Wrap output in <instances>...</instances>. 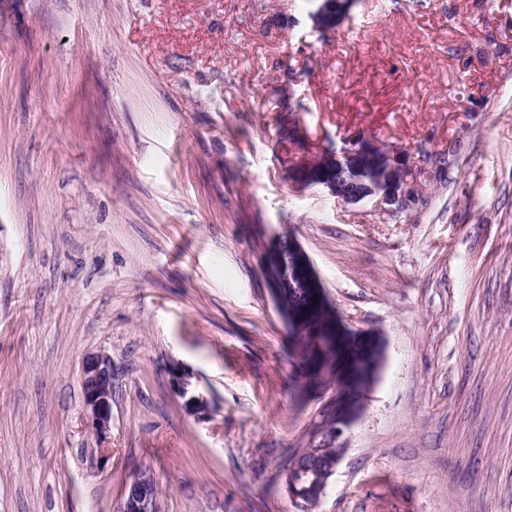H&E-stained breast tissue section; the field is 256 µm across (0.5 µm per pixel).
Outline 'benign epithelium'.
I'll return each instance as SVG.
<instances>
[{
	"instance_id": "obj_1",
	"label": "benign epithelium",
	"mask_w": 512,
	"mask_h": 512,
	"mask_svg": "<svg viewBox=\"0 0 512 512\" xmlns=\"http://www.w3.org/2000/svg\"><path fill=\"white\" fill-rule=\"evenodd\" d=\"M354 7V0H319L313 19V28L317 32H330L336 24L343 21ZM380 154L386 159L385 167L358 188H352L339 177L349 163L362 157ZM325 152L318 151L304 155L288 171V178L300 185H306L310 179L326 190L330 195L347 203H358L369 199L383 212L403 213L417 201L418 193L410 182L409 163L383 151L370 139L350 140L341 149L333 152L336 174L322 173L315 178L312 175L321 163ZM268 277L271 281L282 279L296 282L301 293L308 299L314 296L324 298L319 276L310 259L293 238L281 239L268 256ZM336 334L351 336L357 344L373 350L374 358L363 374L351 371L343 372L340 384L331 389L322 388L320 392L327 396L323 413L332 416L336 422L334 439L350 429L362 416L365 409V397L378 383L386 363L387 343L385 336L374 329L336 330ZM169 374L175 393L184 399L186 410L200 414L206 408V400L196 391L192 382L193 374L176 362L169 363ZM112 360L103 353H87L82 359L81 389L83 407L91 433L100 442L110 435L112 429ZM331 457L324 461L314 455L311 462L300 465L293 463L288 468L285 480V492L301 509H308L311 503L325 494L329 479L341 463L347 448L341 444L329 446ZM119 512H158L157 481L149 470H142L125 485Z\"/></svg>"
}]
</instances>
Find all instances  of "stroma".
<instances>
[{"label":"stroma","instance_id":"obj_1","mask_svg":"<svg viewBox=\"0 0 512 512\" xmlns=\"http://www.w3.org/2000/svg\"><path fill=\"white\" fill-rule=\"evenodd\" d=\"M358 136L411 210L289 181ZM285 234L387 342L312 512H512V0H358L324 35L306 0H0V512H117L143 469L159 512H298L323 401L288 393ZM112 360L103 353H87L82 359L83 407L91 433L100 442L112 429ZM169 374L175 393L184 399L186 410L193 414H200L206 408V400L196 391L192 382L193 374L176 362H170ZM325 448H329L331 451L330 460L323 461L322 457L316 453L314 457L310 459V464L299 465L298 461H294L300 454L310 449L302 448L300 451L293 454L282 467L283 478H285V473L288 469V477L285 480V492L301 509L308 510L312 502H319L325 494L329 479L335 473L347 451V448L339 443H336V446L328 445ZM303 477H307V484L301 483V478Z\"/></svg>","mask_w":512,"mask_h":512}]
</instances>
